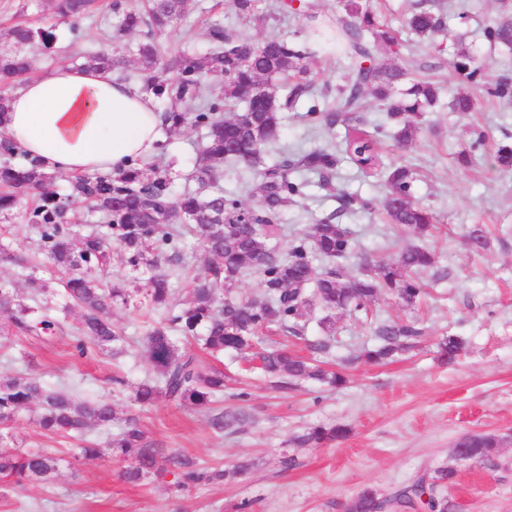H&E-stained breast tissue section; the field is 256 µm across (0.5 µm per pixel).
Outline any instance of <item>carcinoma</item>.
<instances>
[{"instance_id": "obj_1", "label": "carcinoma", "mask_w": 512, "mask_h": 512, "mask_svg": "<svg viewBox=\"0 0 512 512\" xmlns=\"http://www.w3.org/2000/svg\"><path fill=\"white\" fill-rule=\"evenodd\" d=\"M97 0H52L55 13L78 18L93 12ZM187 0H145L142 6L112 9L118 14L119 32L147 29L148 40L139 45L138 54L151 67L159 60L157 38L173 28L186 12ZM345 17L336 25L308 27L306 37L319 49L338 52L349 62L343 83L324 109L311 107L308 116L321 127L333 128L351 121L350 114L365 109L367 94L380 101L389 117L401 121L394 139L407 146L414 140L417 126L412 115L432 112L439 103V87L430 81H417L405 91L398 86L408 72L402 65L378 67L372 64L377 45L403 46L401 32L363 0H347ZM414 35L433 38L443 34L446 21L442 12L421 9L407 20ZM214 48L208 53L181 52L167 58L164 68L175 74L170 79L152 78L145 91L174 107L164 112V127L177 130L191 126L205 131L191 178L196 188L175 194L167 169L158 165L137 164L118 175H77L68 178L66 196L44 194L53 177L40 170L38 161L9 147L0 162V214H7L21 200L39 197L31 207L28 223L38 236V247L64 274L59 280L66 297L82 310L81 338L75 350L84 354L87 345L104 346L121 340L110 315L115 301L130 300L160 313V318L143 337L153 378L141 383L134 402L149 406L158 399L184 408L211 414V426L218 432L238 430L249 421L241 408L224 411L216 403L224 397L227 380L224 371L206 366L181 351L174 339L177 332L202 342L211 354L226 351L243 353L255 349L262 336L273 331L300 337L315 310L324 313L318 320L323 331L311 349L328 354L332 348L333 314L338 311L366 312L378 295L396 294L409 305L425 293L421 274L432 268L433 253L422 247L402 251L392 265L378 266L372 273L351 277L339 266L314 274L315 260L334 262L353 251L348 228L332 214L309 224L296 234L286 253L271 241L282 232L281 218L289 206L305 194L312 173L328 185L336 173L338 159L327 149L286 152L271 166L260 171L256 204L245 207L239 199L224 194L217 182L224 164L253 166L271 144L280 140L282 112L312 94L313 81L301 65L303 53L276 36L255 44L240 43L236 35L217 25L210 30ZM484 38L494 45L512 46V25L488 26ZM12 49L0 53V82L7 85L21 80L31 68L28 49L36 44L51 47L52 31L45 27L16 24L3 33ZM83 65L118 70L124 65L119 48L83 56ZM486 64L474 53L457 50L456 70L471 83L483 80ZM223 79V98L204 100L201 85L205 77ZM291 78L288 96L279 100L265 84L281 77ZM487 93L504 102L512 101V84L499 81L487 86ZM378 126L368 132L356 124L347 129L345 153L361 170H381L385 174L386 194L382 209L392 224L408 226L423 236L431 234L433 212L413 199L415 173L405 164H387L378 151ZM87 201L103 216L96 230L79 240L73 226L65 223L68 207ZM195 237L213 257L205 273L189 285L186 300H171V278L184 268L183 237ZM123 252L125 262L145 269L149 276L143 286L129 291L114 285L104 286L92 277L109 266L112 246ZM469 247L485 251L489 239L476 226L468 235ZM260 277L263 292L248 300L238 297L243 275ZM0 313L9 317L10 329L19 335H53L60 323L41 312L15 304L10 289L0 286ZM374 342L342 359L345 364L363 359L372 364L387 363L418 347L424 329L413 321H379L373 327ZM466 339L451 334L439 342V360L453 364L464 350ZM260 369L267 375L293 383L316 380L331 387L346 382L339 370H327L312 357L290 354L284 349L258 353ZM37 402L41 412L39 426L55 435L82 438L91 426L108 427L116 420L112 404L96 400H77L67 391L45 388L38 380H0V424H8ZM348 433L343 426L310 428L298 436L302 446L332 444ZM476 457L492 459L497 441L492 436L474 438ZM112 453L131 465L124 479L137 484L151 475L175 468L177 486L188 487L224 480V470L205 469L185 456L164 454L145 442L144 434L132 418L107 442ZM60 459L42 451L0 448V481L17 487L51 481ZM456 471L438 467L424 471L410 484L379 499L376 490L366 487L345 506V512H375L379 502L396 509H425L427 512H452L448 499L438 488L454 482Z\"/></svg>"}]
</instances>
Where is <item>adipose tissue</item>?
<instances>
[{
  "label": "adipose tissue",
  "instance_id": "adipose-tissue-1",
  "mask_svg": "<svg viewBox=\"0 0 512 512\" xmlns=\"http://www.w3.org/2000/svg\"><path fill=\"white\" fill-rule=\"evenodd\" d=\"M163 123L154 98L106 68L59 62L10 93L0 140L49 173L109 174L157 151Z\"/></svg>",
  "mask_w": 512,
  "mask_h": 512
}]
</instances>
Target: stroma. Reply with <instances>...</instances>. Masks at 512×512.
Instances as JSON below:
<instances>
[{
    "label": "stroma",
    "instance_id": "35a3bbf8",
    "mask_svg": "<svg viewBox=\"0 0 512 512\" xmlns=\"http://www.w3.org/2000/svg\"><path fill=\"white\" fill-rule=\"evenodd\" d=\"M450 4V38H412L411 48L396 55L379 46L374 61L389 66L430 62L440 86V106L418 120L414 142L400 148L391 136L380 146L387 159L411 164L417 172L414 198L429 205L439 219V230L424 237L405 226L389 224L381 211H341L340 192L367 199H382L383 179L340 161L334 189L322 188L309 176L305 195L285 212V231L276 244L287 250L293 232L338 214L351 231L356 249L345 261L348 275L360 273L363 261L372 265L393 263L398 254L414 246L434 254L435 271L426 275L430 294L414 304L396 295L379 296L375 310L384 320L415 319L428 330L420 347L386 365L362 362L346 368L347 383L338 389L316 381L282 388L254 368L250 355L225 353L218 367L232 379L231 396L224 409L244 408L251 422L243 431L219 434L207 413L157 401L148 408L135 404L133 394L150 373L141 339L154 316L134 304L112 306V322L124 338L122 347L93 348L85 357L73 353L81 310L61 292L46 257L38 256L25 213V199L1 223L0 245L10 246L31 259V268L0 259V284L12 288L18 302L49 303L64 321V330L51 337L0 335V379L33 377L49 389L65 388L82 398L111 403L118 417L135 416L147 442L172 453L192 457L200 466L224 470L223 480L179 489L172 473L147 478L135 485L124 480L125 461L104 455L98 459L76 457L77 441L42 430L32 414H24L0 435L19 447L39 449L61 458L55 479L16 490L0 487V512H237L248 502V512H345L346 503L362 488L371 486L387 496L407 485L424 470L451 467L455 483L443 491L453 512H512V172L500 171L495 161L498 146L512 145V103L486 97L453 68L454 37L488 62L487 80L512 81V51L491 47L483 29L491 22L512 23V0H446ZM113 0H99V10L78 19L57 16L50 0H0V26L21 22L54 27L55 47L46 52L31 49V76L51 69L59 60L83 51L120 47L126 58L123 75L144 85L161 75V67L146 68L137 46L146 35L137 31L111 40ZM283 0H258L253 13L238 17L232 0H188L184 18L165 36L163 49L186 47L198 53L211 50L209 30L218 22L234 29L244 41L276 35L297 47L306 45L308 13L318 20L343 16L342 0H301L286 9ZM303 65L316 88L284 114L281 141L291 147L319 148L341 145L345 125L325 130L314 127L307 112L323 105L326 87L336 86L347 71L344 57L335 52L306 55ZM471 92L477 101L473 112L449 111L458 93ZM485 143L475 151L472 166H460L457 154L471 147L474 131ZM202 131L184 128L163 132L158 156L171 166L174 191H181L194 167ZM492 234L488 251L477 253L466 244L474 226ZM47 280V290L32 297L28 277ZM466 337L465 351L454 364L438 360L437 344L443 336ZM372 332L355 315L337 313L335 342L327 359L340 361L371 343ZM247 392L238 401V392ZM342 425L347 436L339 442L299 446L295 436L315 425ZM492 435L499 446L492 461L456 459L453 448L461 438ZM296 461L284 468L283 457ZM253 460L247 475L236 464Z\"/></svg>",
    "mask_w": 512,
    "mask_h": 512
}]
</instances>
